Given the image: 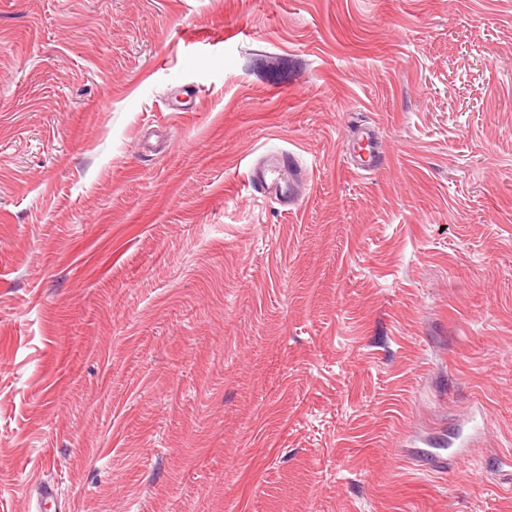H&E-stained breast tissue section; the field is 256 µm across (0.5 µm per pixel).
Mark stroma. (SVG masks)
Wrapping results in <instances>:
<instances>
[{"label":"stroma","mask_w":512,"mask_h":512,"mask_svg":"<svg viewBox=\"0 0 512 512\" xmlns=\"http://www.w3.org/2000/svg\"><path fill=\"white\" fill-rule=\"evenodd\" d=\"M38 478L512 512V0H0V512ZM380 154L378 142H375L368 134L362 136L357 141V148H355L356 169L360 171L373 170ZM305 172L299 167L291 153L269 155L261 165L251 169L250 183L252 188L262 196L278 198L282 194L284 184L288 186L305 178ZM279 199V198H278Z\"/></svg>","instance_id":"obj_1"}]
</instances>
